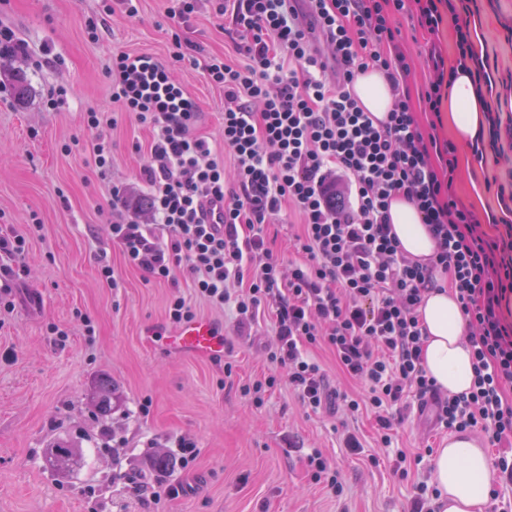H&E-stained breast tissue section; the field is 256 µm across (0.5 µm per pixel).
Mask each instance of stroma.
<instances>
[{
	"label": "stroma",
	"mask_w": 512,
	"mask_h": 512,
	"mask_svg": "<svg viewBox=\"0 0 512 512\" xmlns=\"http://www.w3.org/2000/svg\"><path fill=\"white\" fill-rule=\"evenodd\" d=\"M170 5L138 0L139 13L130 18L118 2L104 14L95 42L86 20L103 14L101 0H10L0 8V24L27 49L8 60L0 83H10L12 68L23 70L28 83L25 98L0 93V226L28 234L32 219L41 224L28 235V274L18 285L15 308L0 315V512H409L419 473L431 471V455L402 479L390 475L388 461L369 468L346 456L337 433L342 412H305L284 385L259 403L245 394V385L270 373L263 353L267 323L255 325L253 343L239 342L231 312L199 301L197 314L223 329L230 351L214 359L170 349L157 337L177 331L166 316L170 288L146 282L112 244L110 190L127 184L145 199L137 174L150 133L120 115L105 69L120 51L166 59ZM475 21L476 49L489 52L495 79L507 78L512 0H493ZM395 22L413 60L411 91L421 93L429 78L424 32L410 13L396 15ZM184 32L201 51L171 73L199 106L197 134L218 143L224 91L209 81L205 60L233 55V26L211 0H198ZM92 110L120 116L112 168L103 177L93 163L95 134L84 122ZM457 159L458 200L478 215H493L482 229L499 236L512 213L503 214L487 182L506 177L507 165L478 162L464 146ZM62 194L68 207L58 203ZM102 252L118 287L99 280ZM85 316L93 335L84 332ZM61 330L66 339L58 338ZM105 380L117 398L104 417L91 397ZM180 438L195 442L199 454L168 477L180 486L179 496L158 505L144 501L133 487L141 463L154 451L173 452ZM61 440L79 458L64 475L47 453ZM316 449L338 467L342 495L307 475L304 458Z\"/></svg>",
	"instance_id": "obj_1"
}]
</instances>
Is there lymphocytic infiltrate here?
<instances>
[{
    "mask_svg": "<svg viewBox=\"0 0 512 512\" xmlns=\"http://www.w3.org/2000/svg\"><path fill=\"white\" fill-rule=\"evenodd\" d=\"M172 2L168 61L121 51L108 71L114 102L152 129L139 173L152 221L130 218L137 201L113 186V245L149 281L174 286L171 324L196 317L193 300L177 290L184 271L194 299L233 305L240 339H250L261 313L270 314L265 355L273 373L253 384L254 396L283 378L305 409L319 411L327 377L311 351L325 346L363 387L339 393L346 416L370 414L381 447L392 448L391 431L413 402L430 408L437 428L483 433L499 450L486 512H502V493L512 488V402L503 398L512 387V322L501 311L512 295V227L488 237L476 213L458 204L456 147L419 119L438 114L458 72L471 76L479 97L493 93L490 57L476 50L470 32L478 0H220L216 12L230 15L244 61L213 55L206 64L210 82L224 90L218 145L195 135L198 105L170 77L171 64L194 47L181 25L196 8V0ZM410 3L425 33L436 34L446 18L456 33L454 66H436L416 100L393 24ZM371 69L391 86L382 120L354 90L357 76ZM86 124L97 133L94 166L106 174L107 132L118 120L91 111ZM397 197L417 208L436 243L432 257L402 250L389 215ZM207 201L223 203V223H205ZM286 207L301 218L297 257L289 262L267 239L270 220ZM25 251L24 235L0 229L1 308L14 307L27 274ZM441 277L459 303L472 350L473 387L460 395L443 391L424 366L419 307ZM392 450L393 474L406 475L410 453Z\"/></svg>",
    "mask_w": 512,
    "mask_h": 512,
    "instance_id": "obj_1",
    "label": "lymphocytic infiltrate"
}]
</instances>
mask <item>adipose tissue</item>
I'll list each match as a JSON object with an SVG mask.
<instances>
[{
	"label": "adipose tissue",
	"mask_w": 512,
	"mask_h": 512,
	"mask_svg": "<svg viewBox=\"0 0 512 512\" xmlns=\"http://www.w3.org/2000/svg\"><path fill=\"white\" fill-rule=\"evenodd\" d=\"M354 89L369 112L385 117L392 104L389 84L382 73L359 75ZM448 122L462 145L475 142L486 131L485 107L469 75L458 74L448 89ZM391 223L406 252L425 259L436 244L414 205L394 200ZM419 312L428 331L425 368L443 390L451 394L470 391L474 381L471 349L466 325L450 290L426 294ZM493 468L481 442L466 432L449 435L433 461L432 480L440 495L435 512H484L489 497Z\"/></svg>",
	"instance_id": "obj_1"
}]
</instances>
